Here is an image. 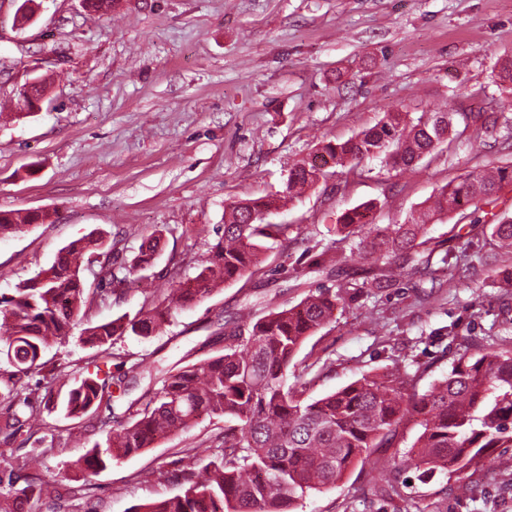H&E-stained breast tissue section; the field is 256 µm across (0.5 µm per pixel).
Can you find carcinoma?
<instances>
[{
  "label": "carcinoma",
  "instance_id": "1",
  "mask_svg": "<svg viewBox=\"0 0 512 512\" xmlns=\"http://www.w3.org/2000/svg\"><path fill=\"white\" fill-rule=\"evenodd\" d=\"M454 114L387 112L373 127L340 143L327 142L318 151L334 166L356 167L369 157L385 155L395 166H410L433 154L453 130ZM327 171L295 164L281 189L257 199L239 200L225 211L224 223L214 228L215 243L201 260L196 275L176 281L167 295L149 293L133 316L84 329L86 340L99 348L93 371H88L57 403L65 414L78 416L93 407H111L112 387L128 391L129 375H148L161 386L143 394L141 407L129 404L128 420L112 430L105 444H93L76 460L90 481L112 459L138 454L155 441L190 428L202 414L224 418V434L208 461L192 463L188 456L176 477L179 493L134 506L128 512H293L306 493L334 486L357 461H366L375 448L390 445L403 418L414 415L421 432L401 464L422 472L453 475L470 468L490 448L512 447V348L501 344L465 350L448 374L429 390H411L412 379L399 368L362 378L322 398L305 397L304 373L288 384V368L303 343L326 325L343 299L344 282L336 289L318 287L300 303L273 310L258 319H233L222 325L221 353L198 363L153 370L143 363L112 364L111 352L122 336L149 337L159 332L172 312L196 305L224 283L252 276L260 255L274 247L286 232L267 224L264 215L304 189L326 179ZM512 179V168L493 173L471 171L459 182L446 185L428 206L402 224H367L369 204L345 211L339 231L360 235L351 252L366 262L389 263L393 256L417 273L431 265L426 248L427 225L466 208ZM45 214L0 211V235L42 222ZM492 262H483L496 281L512 288V268L496 260L512 253V220L489 225ZM160 237L150 236L138 257L105 273L107 285L153 268ZM97 251L112 256V244L86 236L57 252L51 265L18 288L0 295V361L10 367L17 385L8 397L29 405L37 388L24 379L40 372L41 353L81 320L85 306L86 259ZM36 415L23 420L15 411L0 423L10 437L34 427ZM54 450L53 444L23 460L0 452V496L22 500L29 512H39L50 483L36 479L32 464Z\"/></svg>",
  "mask_w": 512,
  "mask_h": 512
}]
</instances>
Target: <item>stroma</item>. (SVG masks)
Returning <instances> with one entry per match:
<instances>
[{"label":"stroma","instance_id":"35a3bbf8","mask_svg":"<svg viewBox=\"0 0 512 512\" xmlns=\"http://www.w3.org/2000/svg\"><path fill=\"white\" fill-rule=\"evenodd\" d=\"M12 0H0V54L44 64L39 112L18 116L9 98L20 68L0 74V211L37 210L43 223L0 236V294L51 265L59 248L91 232L111 240L84 273L86 322L135 314L148 289L166 287V269L190 276L223 223L226 205L278 190L289 169L319 144L345 141L384 113L452 109L469 127L431 156L395 168L367 158L356 173L330 176L267 214L287 231L253 276L225 284L175 312L151 337L118 339L123 360L165 367L217 354L213 333L245 305L255 315L298 304L331 272L308 271L330 249L350 287L332 319L302 345L298 368L313 366L307 394L319 398L393 365L413 376L416 392L446 375L466 344L512 340V293L477 266L468 285L447 272L422 278L400 263L369 265L338 242L341 215L373 203L372 224H400L441 186L489 167H512V92L499 79L512 57V0H116L108 14L83 0H44L36 20L14 26ZM479 223L457 228V215L432 224L434 258L469 247L489 251L485 225L512 219V182L481 201ZM161 238L154 278L100 288L108 263L132 261L143 237ZM386 279L375 288L373 278ZM81 326L44 350L34 409L43 426L21 430L4 451L32 454L41 438L55 452L33 474L50 482L43 512H128L174 495L186 449L210 455L224 430L203 415L185 432L112 463L84 483L70 464L85 445L104 442L128 398L111 408L65 416L45 405L83 377L98 350ZM421 431L406 416L390 447L355 463L336 486L299 500L296 512H512V448L493 449L461 475L386 471ZM396 493H388V480Z\"/></svg>","mask_w":512,"mask_h":512}]
</instances>
